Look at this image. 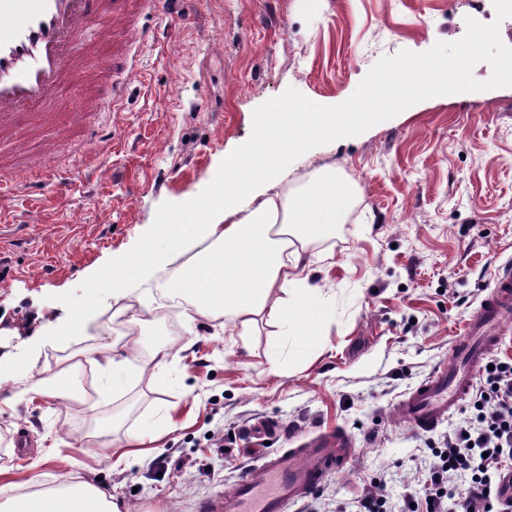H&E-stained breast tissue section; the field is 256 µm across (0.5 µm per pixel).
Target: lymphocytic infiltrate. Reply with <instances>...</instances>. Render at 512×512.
Here are the masks:
<instances>
[{
	"label": "lymphocytic infiltrate",
	"mask_w": 512,
	"mask_h": 512,
	"mask_svg": "<svg viewBox=\"0 0 512 512\" xmlns=\"http://www.w3.org/2000/svg\"><path fill=\"white\" fill-rule=\"evenodd\" d=\"M470 405L433 449L429 478L406 493L404 512H512L502 488L512 477V359L482 369Z\"/></svg>",
	"instance_id": "lymphocytic-infiltrate-1"
}]
</instances>
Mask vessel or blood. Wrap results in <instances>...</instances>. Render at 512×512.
<instances>
[{
  "label": "vessel or blood",
  "instance_id": "vessel-or-blood-1",
  "mask_svg": "<svg viewBox=\"0 0 512 512\" xmlns=\"http://www.w3.org/2000/svg\"><path fill=\"white\" fill-rule=\"evenodd\" d=\"M134 0H0V139L15 133L16 115L41 107L42 120L61 99L70 71L83 68L81 40L99 19H132ZM512 317V265L497 267L490 291L456 341L448 365L438 367L404 395L398 413L412 427L436 426L469 395L484 360L495 351ZM357 455L350 436L327 430L300 447L265 453L256 470L240 475L229 491L201 505L202 512H287L317 491L331 473L349 470Z\"/></svg>",
  "mask_w": 512,
  "mask_h": 512
}]
</instances>
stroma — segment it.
Masks as SVG:
<instances>
[{
  "label": "stroma",
  "instance_id": "35a3bbf8",
  "mask_svg": "<svg viewBox=\"0 0 512 512\" xmlns=\"http://www.w3.org/2000/svg\"><path fill=\"white\" fill-rule=\"evenodd\" d=\"M512 18L493 0H162L136 20V62L114 111L102 83L73 75L51 121L22 113L25 154L0 146L16 184L0 195V486L73 477L112 492L125 512H199L258 466V450L298 435L347 432L353 468L287 512H350L381 481L393 512L423 478L453 411L418 431L400 397L450 359L496 268L512 261V87L437 96L364 133L312 148L288 185L336 167L353 187L345 220L303 258L320 291L298 297L305 323L223 318L169 304L166 271L106 298L87 330L46 340L67 318L60 294L128 252L158 207L196 197L245 143L256 107L295 88L320 105L348 99L385 56L454 42L466 18ZM46 161L52 179L22 171ZM141 310L137 361L171 345L163 369L118 378L81 400L30 399L73 350L83 380L98 348L124 340L119 312Z\"/></svg>",
  "mask_w": 512,
  "mask_h": 512
}]
</instances>
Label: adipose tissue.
I'll return each mask as SVG.
<instances>
[{
	"label": "adipose tissue",
	"instance_id": "ef3b65f1",
	"mask_svg": "<svg viewBox=\"0 0 512 512\" xmlns=\"http://www.w3.org/2000/svg\"><path fill=\"white\" fill-rule=\"evenodd\" d=\"M368 118L364 112L281 113L275 128H263L261 164L232 156L213 197L192 202L191 220L173 215L160 225L159 242H146L113 267V294L152 269L168 267L193 237L207 240L193 265L177 270L169 292L188 294L197 312L221 315L249 332L258 316L279 321L294 296L316 285L302 276L301 247L331 236L341 223L353 189L335 171L322 170L314 184L294 193L274 190L288 174L291 153L312 139H328ZM0 512H120L111 493L84 481L0 496Z\"/></svg>",
	"mask_w": 512,
	"mask_h": 512
}]
</instances>
